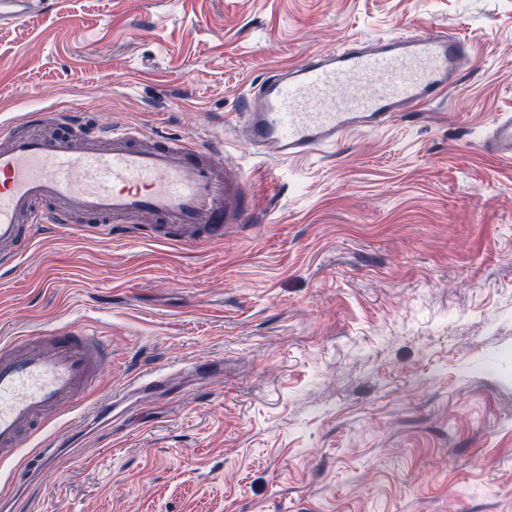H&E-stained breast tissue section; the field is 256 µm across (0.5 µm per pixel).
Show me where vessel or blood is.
Instances as JSON below:
<instances>
[{
    "label": "vessel or blood",
    "mask_w": 512,
    "mask_h": 512,
    "mask_svg": "<svg viewBox=\"0 0 512 512\" xmlns=\"http://www.w3.org/2000/svg\"><path fill=\"white\" fill-rule=\"evenodd\" d=\"M40 4L0 0V25ZM470 58V42L445 32L356 38L252 84L232 130L252 155L308 158L446 96ZM486 142L512 157L511 115L496 119ZM226 144L220 131L206 142L147 140L133 125L90 123L67 111L0 126V265L22 256L48 224L109 235L145 220L148 238L195 246L222 240L225 226L254 223L251 179ZM111 362L108 341L82 328L54 330L35 342L1 341L0 461L17 458L40 427L73 413L83 420L111 414L131 392L158 382L150 371L97 398L98 375Z\"/></svg>",
    "instance_id": "1"
}]
</instances>
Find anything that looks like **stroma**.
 Here are the masks:
<instances>
[{
    "mask_svg": "<svg viewBox=\"0 0 512 512\" xmlns=\"http://www.w3.org/2000/svg\"><path fill=\"white\" fill-rule=\"evenodd\" d=\"M453 31L447 97L336 151L237 147L263 222L175 247L52 229L0 271V339H110L116 421H56L20 512H512V0H50L0 26V123L83 111L205 137L251 82L353 38ZM211 361L202 376L186 365ZM488 146L497 154L512 157V116L496 119L487 135Z\"/></svg>",
    "mask_w": 512,
    "mask_h": 512,
    "instance_id": "1",
    "label": "stroma"
}]
</instances>
